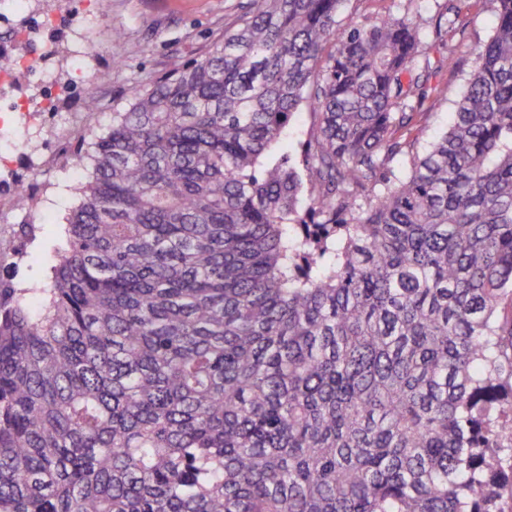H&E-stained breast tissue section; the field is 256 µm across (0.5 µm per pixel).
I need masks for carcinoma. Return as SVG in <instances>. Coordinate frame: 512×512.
<instances>
[{"instance_id": "cac0c4a2", "label": "carcinoma", "mask_w": 512, "mask_h": 512, "mask_svg": "<svg viewBox=\"0 0 512 512\" xmlns=\"http://www.w3.org/2000/svg\"><path fill=\"white\" fill-rule=\"evenodd\" d=\"M345 2L247 0L112 112L48 287L0 278V512H512V0L392 177L458 14L435 60ZM309 112L310 110L306 107V105H302L300 114L297 118V123L293 129V134L289 139L284 141L282 148L284 145L288 144L294 153H296V150L299 152L298 143L300 140L303 141L306 139L307 136L305 133L308 131L312 120ZM282 148L279 146L277 149L266 153L262 158H260V164L258 168L262 169L267 163L277 157L280 154Z\"/></svg>"}]
</instances>
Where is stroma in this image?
<instances>
[{"label":"stroma","mask_w":512,"mask_h":512,"mask_svg":"<svg viewBox=\"0 0 512 512\" xmlns=\"http://www.w3.org/2000/svg\"><path fill=\"white\" fill-rule=\"evenodd\" d=\"M245 0H112L108 13L96 12L95 0H0V14L9 24L0 33L13 42L16 65L10 79L0 83V98L29 103L30 111L0 116V267L14 282L41 288L55 261L54 247L77 195L68 177L79 167L77 148L94 142L112 123V112L123 105L134 82H149L197 57L216 40L225 23L241 11ZM49 13V21L34 37L21 33L18 16ZM420 13L436 23L437 0H347L339 21L373 18L388 13ZM459 21L464 34L458 42L459 69H441L437 81L443 97L427 99L414 120L416 150H424L448 126L464 79L480 46L495 23L489 0H462ZM82 35L87 46L83 73L70 65L71 41ZM98 77L99 111L81 106L85 75ZM54 80L61 94L54 105L39 104L41 89ZM31 185L34 201L16 209L8 193L16 183ZM32 224L34 237L20 236L19 227Z\"/></svg>","instance_id":"35a3bbf8"}]
</instances>
